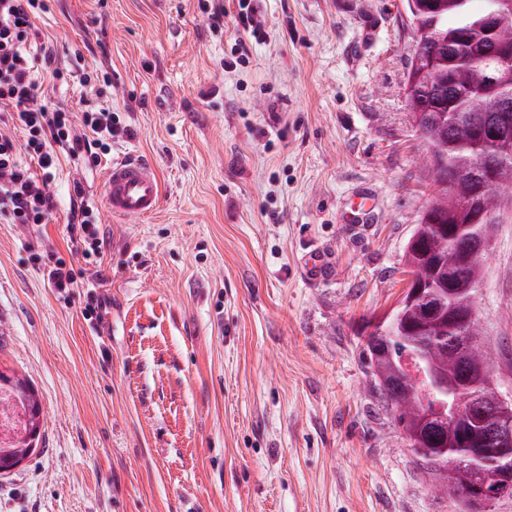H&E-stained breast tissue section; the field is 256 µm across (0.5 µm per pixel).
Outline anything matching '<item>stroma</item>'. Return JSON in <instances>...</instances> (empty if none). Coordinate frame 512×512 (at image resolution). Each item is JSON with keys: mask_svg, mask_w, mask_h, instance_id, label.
Returning <instances> with one entry per match:
<instances>
[{"mask_svg": "<svg viewBox=\"0 0 512 512\" xmlns=\"http://www.w3.org/2000/svg\"><path fill=\"white\" fill-rule=\"evenodd\" d=\"M215 2L220 30L199 0H48L35 20L68 74L38 102L108 108L133 135L61 163L46 224L0 220V370L42 408L37 451L0 474V512H455L362 354L430 194L403 2L257 0L266 37L234 69L238 2ZM127 157L160 176L151 216L102 201ZM77 184L106 240L90 264L67 234ZM356 189L374 216L340 223ZM59 257L92 287L57 294L44 268ZM485 266L480 326L512 399V212Z\"/></svg>", "mask_w": 512, "mask_h": 512, "instance_id": "1", "label": "stroma"}]
</instances>
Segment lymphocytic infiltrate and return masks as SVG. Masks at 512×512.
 <instances>
[{"instance_id": "f902f5d3", "label": "lymphocytic infiltrate", "mask_w": 512, "mask_h": 512, "mask_svg": "<svg viewBox=\"0 0 512 512\" xmlns=\"http://www.w3.org/2000/svg\"><path fill=\"white\" fill-rule=\"evenodd\" d=\"M45 0H0V112L8 113L24 135V144L0 134V217L14 224H41L55 208L48 188L60 158L78 162L108 153L113 140L129 135L130 127L106 108L82 110L73 115L61 106L37 103V71L62 79L50 47L33 46V18L45 10ZM37 162L35 176L27 160ZM68 233L76 251L90 259L101 251L105 239L92 208L72 211Z\"/></svg>"}]
</instances>
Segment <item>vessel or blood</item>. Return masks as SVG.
Wrapping results in <instances>:
<instances>
[{
    "label": "vessel or blood",
    "instance_id": "vessel-or-blood-1",
    "mask_svg": "<svg viewBox=\"0 0 512 512\" xmlns=\"http://www.w3.org/2000/svg\"><path fill=\"white\" fill-rule=\"evenodd\" d=\"M105 201L118 217L152 215L161 202V185L153 166L134 158L113 162L107 171Z\"/></svg>",
    "mask_w": 512,
    "mask_h": 512
}]
</instances>
